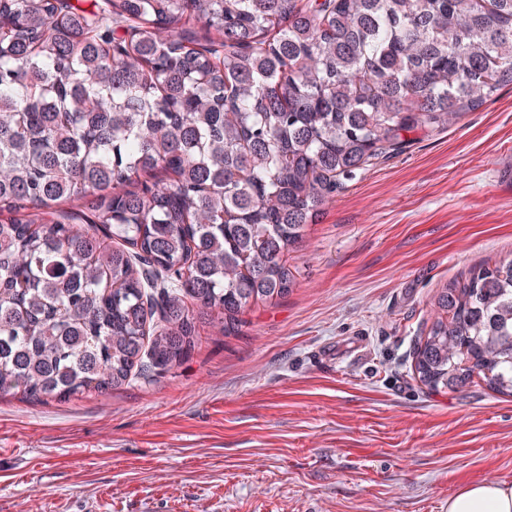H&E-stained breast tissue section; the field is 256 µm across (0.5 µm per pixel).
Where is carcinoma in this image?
<instances>
[{
  "instance_id": "cac0c4a2",
  "label": "carcinoma",
  "mask_w": 512,
  "mask_h": 512,
  "mask_svg": "<svg viewBox=\"0 0 512 512\" xmlns=\"http://www.w3.org/2000/svg\"><path fill=\"white\" fill-rule=\"evenodd\" d=\"M0 24V394L37 401L238 335L343 181L512 85V0H0ZM74 200L87 223L55 218ZM413 358L512 396V260L441 288Z\"/></svg>"
}]
</instances>
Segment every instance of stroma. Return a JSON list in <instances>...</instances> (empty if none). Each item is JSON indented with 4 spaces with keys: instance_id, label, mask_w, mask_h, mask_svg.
<instances>
[{
    "instance_id": "1",
    "label": "stroma",
    "mask_w": 512,
    "mask_h": 512,
    "mask_svg": "<svg viewBox=\"0 0 512 512\" xmlns=\"http://www.w3.org/2000/svg\"><path fill=\"white\" fill-rule=\"evenodd\" d=\"M499 259L511 87L344 181L238 336L103 394L0 395V512H448L512 483V397L412 369L439 288ZM448 512H512V484L463 483L449 497Z\"/></svg>"
}]
</instances>
